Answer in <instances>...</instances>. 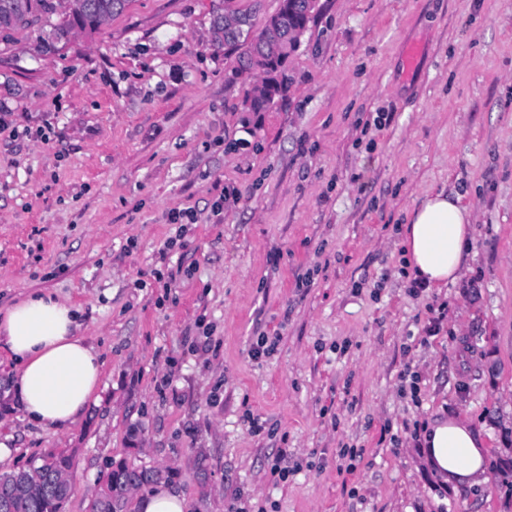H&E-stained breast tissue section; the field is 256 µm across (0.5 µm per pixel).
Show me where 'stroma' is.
<instances>
[{
	"label": "stroma",
	"instance_id": "obj_1",
	"mask_svg": "<svg viewBox=\"0 0 512 512\" xmlns=\"http://www.w3.org/2000/svg\"><path fill=\"white\" fill-rule=\"evenodd\" d=\"M223 13L129 0L51 52L63 14L0 31V312L76 304L104 362L100 402L44 429L0 350V473L73 453L64 512H88L134 447L191 512H512V0H318L259 120ZM441 188L473 205V254L415 295L399 228ZM453 415L488 433L481 489L420 464Z\"/></svg>",
	"mask_w": 512,
	"mask_h": 512
}]
</instances>
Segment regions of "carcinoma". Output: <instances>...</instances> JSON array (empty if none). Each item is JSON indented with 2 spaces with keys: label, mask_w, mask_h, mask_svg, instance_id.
Wrapping results in <instances>:
<instances>
[{
  "label": "carcinoma",
  "mask_w": 512,
  "mask_h": 512,
  "mask_svg": "<svg viewBox=\"0 0 512 512\" xmlns=\"http://www.w3.org/2000/svg\"><path fill=\"white\" fill-rule=\"evenodd\" d=\"M69 4V22L54 29L43 48L53 49L74 26L97 27L124 8L127 0H0V29L31 22L41 14L57 10L58 3ZM317 0H278L276 10L260 20L242 11L236 0H224V16L217 18L215 44L239 50L238 62L261 75L264 92H244L243 104L249 112H267L284 101L290 77L288 57L297 49L308 29ZM274 20L285 42L281 49L265 43V22ZM74 462L65 453L49 452L29 468L0 473V501L9 512H61L63 499L69 496ZM162 477L156 468L138 465L127 458L113 460L100 481L90 512H128L130 497L146 490Z\"/></svg>",
  "instance_id": "obj_1"
}]
</instances>
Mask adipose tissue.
<instances>
[{
    "label": "adipose tissue",
    "instance_id": "adipose-tissue-1",
    "mask_svg": "<svg viewBox=\"0 0 512 512\" xmlns=\"http://www.w3.org/2000/svg\"><path fill=\"white\" fill-rule=\"evenodd\" d=\"M472 206L454 191L426 194L409 212L402 233L405 264L430 288L457 282L473 241ZM73 306L30 294L0 316V347L16 371L15 393L28 422L65 429L100 399L104 363L85 337ZM422 463L448 487L486 482L487 433L466 416L428 424Z\"/></svg>",
    "mask_w": 512,
    "mask_h": 512
}]
</instances>
